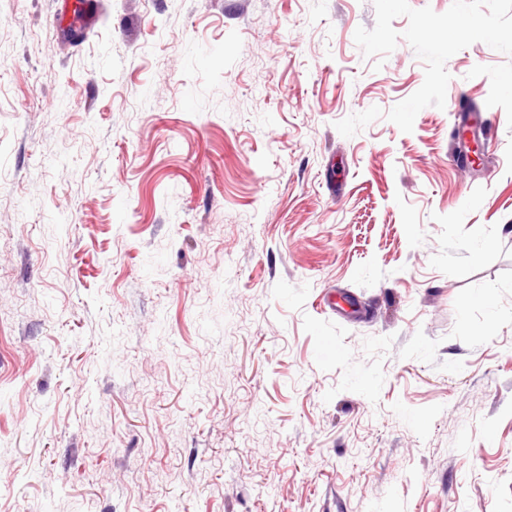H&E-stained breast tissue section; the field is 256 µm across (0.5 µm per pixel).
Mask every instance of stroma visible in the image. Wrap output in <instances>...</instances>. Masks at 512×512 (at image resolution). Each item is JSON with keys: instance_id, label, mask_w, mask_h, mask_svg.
<instances>
[{"instance_id": "obj_1", "label": "stroma", "mask_w": 512, "mask_h": 512, "mask_svg": "<svg viewBox=\"0 0 512 512\" xmlns=\"http://www.w3.org/2000/svg\"><path fill=\"white\" fill-rule=\"evenodd\" d=\"M58 7L0 0V512H512V0Z\"/></svg>"}]
</instances>
